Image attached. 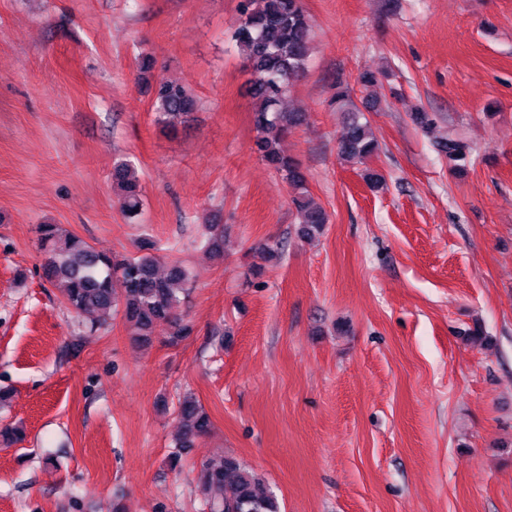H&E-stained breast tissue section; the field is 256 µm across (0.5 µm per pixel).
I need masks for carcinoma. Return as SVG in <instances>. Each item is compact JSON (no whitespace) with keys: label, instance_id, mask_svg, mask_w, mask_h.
Returning <instances> with one entry per match:
<instances>
[{"label":"carcinoma","instance_id":"cac0c4a2","mask_svg":"<svg viewBox=\"0 0 512 512\" xmlns=\"http://www.w3.org/2000/svg\"><path fill=\"white\" fill-rule=\"evenodd\" d=\"M239 52L250 70V92L257 100L255 146L261 157L293 188L291 203L299 217L297 236L312 239L329 223L326 211L315 205L305 187L299 163L284 153L283 140L301 116L286 112L282 103L294 82L307 68L312 26L302 0H240V17L232 33ZM196 100L182 85L161 78L156 81L153 108L158 121L171 126L194 111ZM336 107L347 114L345 131L339 141V155L346 162H362L378 149V141L368 123L360 121L348 86L339 84ZM439 154L463 169L472 153L464 141L451 136L435 141ZM113 183L120 190L119 205L129 219L141 214L143 199L132 161L118 163ZM39 249L44 253L46 279L59 287L63 301L79 315L109 316L116 306L113 276L124 284L123 313L135 338L147 342L156 327L168 324L174 331L170 342L183 339L187 327L178 316L180 285L189 279L180 263L170 264L160 273L157 244L139 243V255H109L69 235L58 224L37 226ZM207 249L224 253V231L212 225ZM181 434L171 464L178 467L182 452L210 427L207 413L191 392L178 401ZM204 512H279L273 493L250 468L229 457L219 463H203L198 473Z\"/></svg>","mask_w":512,"mask_h":512}]
</instances>
